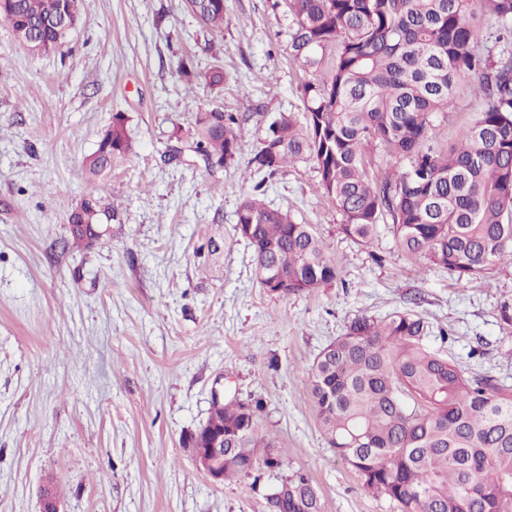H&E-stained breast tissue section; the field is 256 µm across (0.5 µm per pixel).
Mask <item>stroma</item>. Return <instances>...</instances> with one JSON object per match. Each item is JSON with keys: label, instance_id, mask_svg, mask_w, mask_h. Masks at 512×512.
<instances>
[{"label": "stroma", "instance_id": "stroma-1", "mask_svg": "<svg viewBox=\"0 0 512 512\" xmlns=\"http://www.w3.org/2000/svg\"><path fill=\"white\" fill-rule=\"evenodd\" d=\"M79 11L49 56L0 20V512H39L49 476L64 512H269L271 488L299 470L326 512H398L327 444L312 364L355 317L408 311L466 373L512 384V270L459 285L404 251L387 220L357 243L304 158L264 181L265 200L312 226L339 275L268 293L235 212L260 181L248 162L269 123L303 119L300 88L320 79L288 54L284 6L224 0L220 32L186 0H79ZM189 58L221 63L223 86L187 91ZM215 106L241 122L234 160L171 159L173 127ZM118 112L133 151L102 194L117 213L107 237L77 245L69 212L94 188L84 161ZM218 232L212 265L199 249ZM217 389L261 402L280 468L215 484L196 467L182 438Z\"/></svg>", "mask_w": 512, "mask_h": 512}]
</instances>
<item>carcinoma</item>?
I'll return each instance as SVG.
<instances>
[{
    "mask_svg": "<svg viewBox=\"0 0 512 512\" xmlns=\"http://www.w3.org/2000/svg\"><path fill=\"white\" fill-rule=\"evenodd\" d=\"M206 26L224 24V0H187ZM292 19L291 58L322 73L303 86L305 124L282 113L250 161L268 178L312 157L320 184L345 218L343 232L370 243L388 216L400 245L457 275L488 277L512 254V0H283ZM79 12L76 0H0L16 39L56 52L69 32L53 21ZM190 88L220 87L224 68H182ZM474 118L441 146L429 131L463 89ZM202 160L234 159L236 115L220 107L196 115L190 138L170 136ZM394 160L376 177L373 152ZM132 152L117 113L86 159L99 179ZM100 192L69 214L76 243L108 235ZM236 223L257 278L275 295L311 291L339 271L310 225L250 195ZM428 325L408 312L383 321L358 316L318 355L308 382L321 431L363 486L399 512H512V384L468 375L428 349ZM260 402L224 400L207 422L224 428V478L248 472L259 437ZM277 512H325L310 476L296 472L272 488Z\"/></svg>",
    "mask_w": 512,
    "mask_h": 512,
    "instance_id": "1",
    "label": "carcinoma"
}]
</instances>
